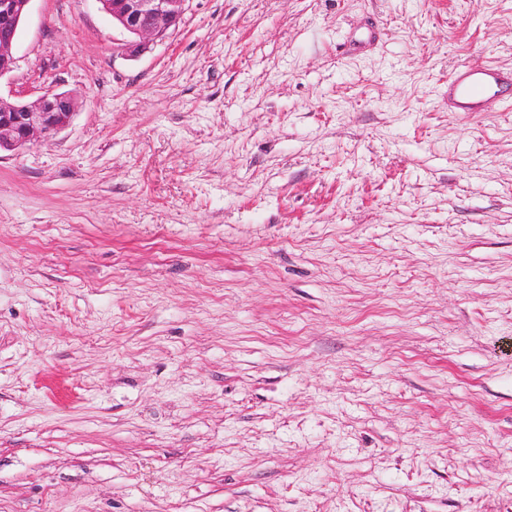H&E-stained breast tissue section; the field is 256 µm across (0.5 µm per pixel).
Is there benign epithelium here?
Returning <instances> with one entry per match:
<instances>
[{
	"mask_svg": "<svg viewBox=\"0 0 512 512\" xmlns=\"http://www.w3.org/2000/svg\"><path fill=\"white\" fill-rule=\"evenodd\" d=\"M31 0H0V77L15 65L13 48ZM112 23L130 40L121 50L132 55L146 51L182 21L187 0H98ZM76 102L66 93L47 92L31 101L0 97V152L18 151L67 128Z\"/></svg>",
	"mask_w": 512,
	"mask_h": 512,
	"instance_id": "benign-epithelium-1",
	"label": "benign epithelium"
}]
</instances>
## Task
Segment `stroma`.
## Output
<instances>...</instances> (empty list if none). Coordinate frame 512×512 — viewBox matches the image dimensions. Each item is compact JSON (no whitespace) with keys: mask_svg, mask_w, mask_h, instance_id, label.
Returning <instances> with one entry per match:
<instances>
[{"mask_svg":"<svg viewBox=\"0 0 512 512\" xmlns=\"http://www.w3.org/2000/svg\"><path fill=\"white\" fill-rule=\"evenodd\" d=\"M31 0L0 97V512H512V0ZM187 1L99 0V3L103 11L112 17V23L131 38L121 44V50L134 55L146 51L178 28ZM508 83V77L495 69L474 72L470 69L455 71L449 79L450 90L462 112H469L476 107L491 87H502ZM75 108L67 93L47 92L31 101L0 97V154L56 135L70 125Z\"/></svg>","mask_w":512,"mask_h":512,"instance_id":"stroma-1","label":"stroma"}]
</instances>
